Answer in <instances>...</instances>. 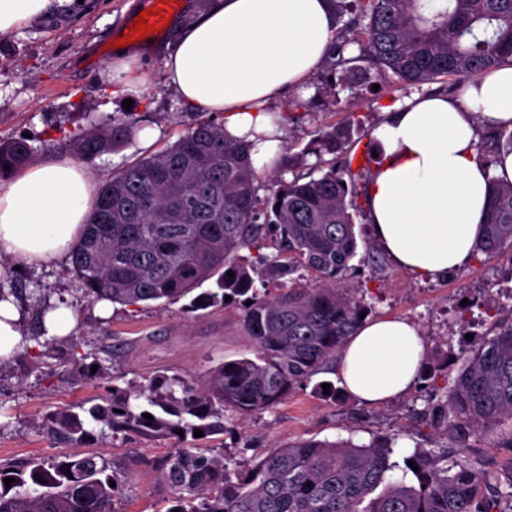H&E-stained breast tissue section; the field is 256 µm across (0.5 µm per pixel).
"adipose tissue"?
<instances>
[{
  "mask_svg": "<svg viewBox=\"0 0 512 512\" xmlns=\"http://www.w3.org/2000/svg\"><path fill=\"white\" fill-rule=\"evenodd\" d=\"M76 0H0V33L68 9ZM336 27L331 0H210L162 58L164 80L189 107L224 117L228 137L253 142L256 169L280 143L270 105L315 72ZM153 51L120 48L110 67L118 92H147ZM512 121V65L470 84L462 103L417 99L372 131L384 152L371 172L365 213L382 250L402 269L436 279L465 266L482 232L488 180L512 181V154L486 167L480 124ZM97 184L68 158L36 162L0 184V258L48 265L66 256L90 214ZM427 341L413 322L362 323L339 350L346 392L384 404L410 392Z\"/></svg>",
  "mask_w": 512,
  "mask_h": 512,
  "instance_id": "ef3b65f1",
  "label": "adipose tissue"
}]
</instances>
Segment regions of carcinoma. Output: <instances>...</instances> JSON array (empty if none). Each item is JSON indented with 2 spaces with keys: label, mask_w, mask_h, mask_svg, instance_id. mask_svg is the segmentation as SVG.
I'll use <instances>...</instances> for the list:
<instances>
[{
  "label": "carcinoma",
  "mask_w": 512,
  "mask_h": 512,
  "mask_svg": "<svg viewBox=\"0 0 512 512\" xmlns=\"http://www.w3.org/2000/svg\"><path fill=\"white\" fill-rule=\"evenodd\" d=\"M333 2L337 18L355 12L365 21L334 32L322 59L343 81L353 79L355 45L360 58L405 85L438 76L473 81L512 64V0ZM355 124L350 115L320 131L315 155L341 156L327 171L279 180L264 199L251 145L227 138L224 124L209 118L196 120L167 148L112 172L69 255L85 292L124 305L175 302L214 278L217 288L194 296L190 306L227 296L252 300L244 325L256 353L209 368L200 386L180 378L114 386L106 404L93 405L86 417L58 412L52 434L86 441L90 420L104 426L102 436L108 430L150 437L220 432L224 408L243 415L264 410L336 357L368 312L346 284L356 270L354 214L364 212L349 157ZM135 125L130 116L108 118L70 136L67 148L76 160L91 162L124 148ZM33 158L27 139L1 141L0 179ZM265 240L277 254L266 260L264 276L290 286L260 297L241 251ZM507 246L512 181L493 177L475 253L491 259ZM433 422L462 452L478 437H499V447L512 448V317L472 346ZM394 468L387 438L364 445L300 440L232 470L221 454L177 448L162 479L173 491L169 512H497L498 500H512V480L503 484L463 456L442 469L424 455L416 486L389 481ZM6 477L15 479L9 487ZM111 480L116 477L98 453L0 463V512H116L118 487Z\"/></svg>",
  "instance_id": "carcinoma-1"
}]
</instances>
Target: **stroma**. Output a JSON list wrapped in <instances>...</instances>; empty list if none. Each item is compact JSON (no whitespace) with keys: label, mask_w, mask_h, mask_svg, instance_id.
I'll list each match as a JSON object with an SVG mask.
<instances>
[{"label":"stroma","mask_w":512,"mask_h":512,"mask_svg":"<svg viewBox=\"0 0 512 512\" xmlns=\"http://www.w3.org/2000/svg\"><path fill=\"white\" fill-rule=\"evenodd\" d=\"M148 0H92L89 8L63 14L58 27L30 21L25 27L0 36V141L30 134L37 159L64 154L70 135L87 126L90 117L133 114L139 128L153 127L158 134L149 149L160 151L175 143L201 111L190 108L161 81L145 94L113 95L108 77L109 59L117 37L147 10ZM356 83L346 88L329 80L325 67H317L304 84L291 88L271 106L285 113L288 101L299 97L307 109L283 120L281 146L271 167L259 181L292 180L317 161L311 148L319 129L358 115L359 128L351 151L355 171H362L369 153L380 151L373 128L387 113L416 97L443 95L462 99L466 82L437 77L406 86L392 74H382L364 60L354 62ZM131 100L124 108L123 100ZM132 140L122 151L102 156L89 169L98 180L135 162L145 149ZM358 254L365 263L348 283L369 306V319L399 316L413 321L427 338L426 359L434 369L428 391L407 395L378 406L366 405L348 394L328 398L317 394L319 382L339 385L335 363L314 375L311 384L296 389L285 400L245 416L224 411V431L155 439L127 432L110 433L81 444L54 440L44 422L63 409L79 411L98 403L111 387L149 383L158 376L182 377L202 383L208 367L224 361L254 357L255 344L243 326V309L227 303L195 311L184 301L113 304L109 316H100L95 297L81 290L67 260L49 266L1 264L0 282L16 289L22 314L24 344L0 375V463L30 458H65L103 454L119 478L118 512H168L171 492L159 465L176 448L185 446L223 449L235 462L255 463L268 449L298 440L369 443L373 438L394 439L397 463L393 480L409 484L416 478L407 461L416 449L447 454L449 440L424 418L428 407L443 400L458 373L444 366L446 355L465 359L474 342L490 337L494 317L483 303L512 291V253L494 259L478 255L464 267L436 280H422L398 267L381 250L365 217L355 219ZM70 305L78 318L77 331L68 341L45 349L39 310L44 301ZM96 372H88L90 363ZM469 461L492 471L501 482L512 480V449L499 448L487 439L471 442Z\"/></svg>","instance_id":"1"}]
</instances>
